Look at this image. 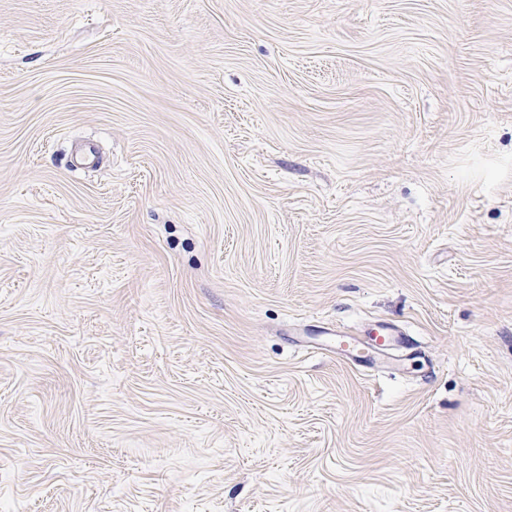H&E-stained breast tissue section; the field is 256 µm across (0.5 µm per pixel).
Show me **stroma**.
<instances>
[{
	"label": "stroma",
	"mask_w": 512,
	"mask_h": 512,
	"mask_svg": "<svg viewBox=\"0 0 512 512\" xmlns=\"http://www.w3.org/2000/svg\"><path fill=\"white\" fill-rule=\"evenodd\" d=\"M0 504L512 512V0H0ZM376 327L377 331L368 333L363 338L347 328L336 327V330L328 332L334 337L322 349L341 356L354 365H367L376 355L385 353L395 343L405 340L404 333L395 325L379 323Z\"/></svg>",
	"instance_id": "stroma-1"
}]
</instances>
